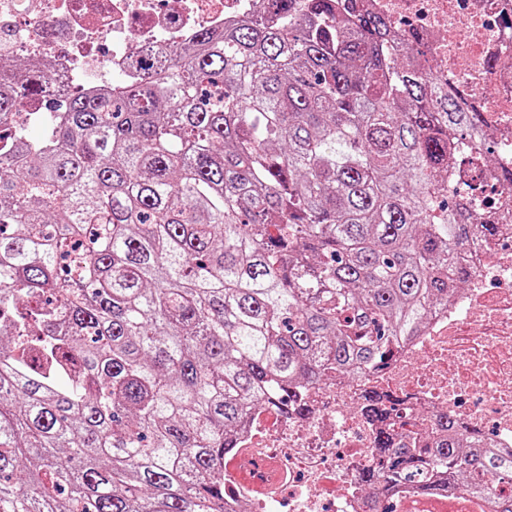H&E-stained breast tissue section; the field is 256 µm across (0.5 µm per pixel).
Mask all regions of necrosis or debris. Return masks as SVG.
<instances>
[{
    "mask_svg": "<svg viewBox=\"0 0 512 512\" xmlns=\"http://www.w3.org/2000/svg\"><path fill=\"white\" fill-rule=\"evenodd\" d=\"M389 19L425 65L482 110L498 167L512 171V0H361ZM256 0H0V67L51 61L65 90L138 76L136 43L192 44ZM495 238L469 243L467 287L382 371L309 388L302 411L249 414L224 454V493L246 512H364L358 474L375 458L363 396L401 400L399 434L441 417L512 447V184L476 186Z\"/></svg>",
    "mask_w": 512,
    "mask_h": 512,
    "instance_id": "obj_1",
    "label": "necrosis or debris"
}]
</instances>
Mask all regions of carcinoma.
Returning a JSON list of instances; mask_svg holds the SVG:
<instances>
[{
    "instance_id": "obj_1",
    "label": "carcinoma",
    "mask_w": 512,
    "mask_h": 512,
    "mask_svg": "<svg viewBox=\"0 0 512 512\" xmlns=\"http://www.w3.org/2000/svg\"><path fill=\"white\" fill-rule=\"evenodd\" d=\"M141 55L36 140L13 116L53 74L0 77V512H236L248 414L384 369L497 229L462 178L482 112L355 3L261 0ZM398 411L364 396L371 503L462 476L512 512V448L448 418L399 439Z\"/></svg>"
}]
</instances>
